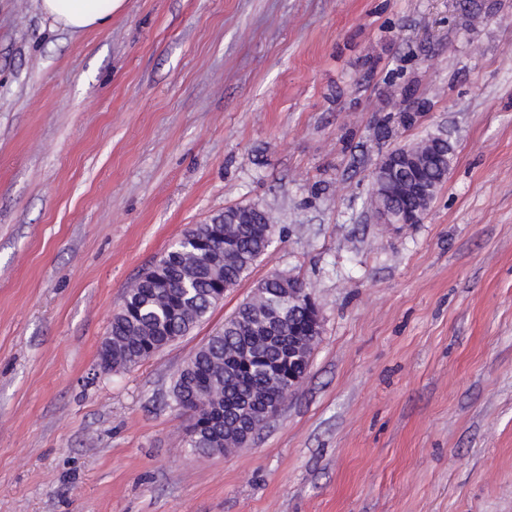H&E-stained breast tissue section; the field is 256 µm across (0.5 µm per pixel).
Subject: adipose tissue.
<instances>
[{
  "label": "adipose tissue",
  "mask_w": 512,
  "mask_h": 512,
  "mask_svg": "<svg viewBox=\"0 0 512 512\" xmlns=\"http://www.w3.org/2000/svg\"><path fill=\"white\" fill-rule=\"evenodd\" d=\"M125 0H38L40 11L61 29L77 33L107 26Z\"/></svg>",
  "instance_id": "ef3b65f1"
}]
</instances>
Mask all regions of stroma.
Returning <instances> with one entry per match:
<instances>
[{"instance_id":"1","label":"stroma","mask_w":512,"mask_h":512,"mask_svg":"<svg viewBox=\"0 0 512 512\" xmlns=\"http://www.w3.org/2000/svg\"><path fill=\"white\" fill-rule=\"evenodd\" d=\"M461 2L125 0L71 34L0 0V512H512V0ZM438 133L422 223H374L380 156ZM247 203L277 217L249 277L103 370L126 289ZM275 272L322 311L307 373L195 456L175 376Z\"/></svg>"}]
</instances>
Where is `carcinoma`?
Segmentation results:
<instances>
[{"label": "carcinoma", "mask_w": 512, "mask_h": 512, "mask_svg": "<svg viewBox=\"0 0 512 512\" xmlns=\"http://www.w3.org/2000/svg\"><path fill=\"white\" fill-rule=\"evenodd\" d=\"M445 171L432 164L421 169L419 177L435 192L444 183ZM380 202L395 209H417L416 200L401 194ZM210 221L215 226L198 224L187 230L156 261L155 268L165 273L164 287L148 273L125 293L127 315L115 317L108 329L112 358L103 360V368H131L188 334L215 306V283L224 282L226 291L238 286L270 247L268 228L275 218L264 206H229ZM202 233L209 241L207 256L195 255L193 240ZM289 286L304 288L299 280L280 273L261 280L259 292L240 304L177 372L171 407L193 421H214V438L186 440L192 454L204 457L226 450L224 430L237 431L243 412L259 414L269 399L285 391L288 345L294 343L296 327L303 321V307L284 298ZM246 347L253 357L241 367L235 364L236 355ZM202 392L215 395L217 407L200 409L189 399Z\"/></svg>", "instance_id": "cac0c4a2"}]
</instances>
